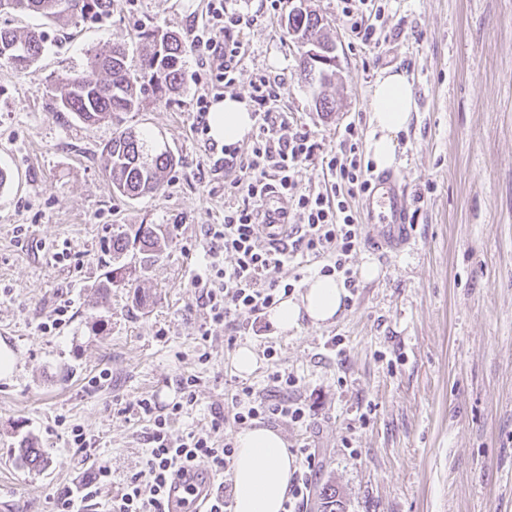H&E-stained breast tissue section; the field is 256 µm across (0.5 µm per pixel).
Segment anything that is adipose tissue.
<instances>
[{"label": "adipose tissue", "mask_w": 512, "mask_h": 512, "mask_svg": "<svg viewBox=\"0 0 512 512\" xmlns=\"http://www.w3.org/2000/svg\"><path fill=\"white\" fill-rule=\"evenodd\" d=\"M371 133L367 151L376 169L396 164L397 134L406 129L416 109L412 88L402 73L385 72L374 85L371 98ZM254 119L245 101L227 96L213 103L208 114V134L218 144L244 139ZM346 292L331 276L310 281L299 296L281 300L268 311L280 333L332 321L343 309ZM232 464L234 512H282L288 496L295 460L275 430L254 426L236 434Z\"/></svg>", "instance_id": "ef3b65f1"}]
</instances>
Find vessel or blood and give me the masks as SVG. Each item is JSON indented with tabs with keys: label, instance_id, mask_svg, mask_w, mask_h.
Wrapping results in <instances>:
<instances>
[{
	"label": "vessel or blood",
	"instance_id": "vessel-or-blood-1",
	"mask_svg": "<svg viewBox=\"0 0 512 512\" xmlns=\"http://www.w3.org/2000/svg\"><path fill=\"white\" fill-rule=\"evenodd\" d=\"M366 222L376 231L380 249L394 250L407 243L413 231L407 200L396 176L374 177L362 202Z\"/></svg>",
	"mask_w": 512,
	"mask_h": 512
}]
</instances>
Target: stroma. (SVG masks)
Masks as SVG:
<instances>
[{
	"label": "stroma",
	"instance_id": "35a3bbf8",
	"mask_svg": "<svg viewBox=\"0 0 512 512\" xmlns=\"http://www.w3.org/2000/svg\"><path fill=\"white\" fill-rule=\"evenodd\" d=\"M237 6L258 21L226 92L246 100L254 73L277 78L288 133L334 148L352 122L368 138L376 80L388 69L407 75L417 109L397 136L395 170L415 245L385 255L361 245L353 269L370 262L378 275L358 279L330 324L287 334L246 324L231 344L217 325L201 340L206 314L191 281L208 261V226L224 220L231 175L216 170L219 152L195 131L197 56L184 57L179 95L92 126L54 112L48 78L81 69L92 47L126 45L137 64L141 27L188 34L204 21L207 0H119L111 19L71 33L36 14L14 18L46 31L50 44L25 71L0 66V169L9 175L0 189V344L20 359L0 379V512H55L66 490L105 466L111 475L97 499L81 506L104 512L142 466L149 423L136 400L178 401V380L197 375L196 401L172 431L208 429L238 378L232 359L241 345L259 358L247 384L267 391L268 373L284 370L299 380L295 399L312 408L311 425L270 424L310 483L304 512H320L328 483L345 512H512V0H369L364 11L380 37L372 52L356 43L336 0H303L336 45L328 114L317 111L287 33L291 0L276 12L265 0ZM129 126L175 158L160 194L121 197L105 176L102 147ZM116 224L164 233L151 266L123 259L146 307L120 288L109 306L96 303ZM65 248L70 260L54 261ZM63 303L70 321L41 333ZM335 336L338 352L329 346ZM74 425L87 447L70 443ZM24 440L43 448L45 470L16 462Z\"/></svg>",
	"mask_w": 512,
	"mask_h": 512
}]
</instances>
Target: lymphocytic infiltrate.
Here are the masks:
<instances>
[{
  "label": "lymphocytic infiltrate",
  "mask_w": 512,
  "mask_h": 512,
  "mask_svg": "<svg viewBox=\"0 0 512 512\" xmlns=\"http://www.w3.org/2000/svg\"><path fill=\"white\" fill-rule=\"evenodd\" d=\"M246 23L228 0H209L207 23L191 30V48L207 68L208 92L230 86L239 78L245 53L240 33ZM250 84L259 133L247 155H240L231 144L221 148L225 166L239 169L240 175L224 187L228 198L224 221L209 229L210 263L204 274L192 280L206 311L200 330L204 339L209 338L214 325L232 330L244 317L260 321L268 308L293 291L282 270L296 256L329 257L321 275L337 276L348 288L355 287L357 281L351 259L361 245L362 226L349 201L367 192L372 170L360 153L356 125L348 124L338 147L330 150L309 133L286 135L288 115L274 110L278 93L269 78L258 74ZM315 159L335 177L334 196L298 189L294 178L297 167ZM274 197L292 202L299 215L298 224L281 238L264 235L261 227L262 208ZM227 255L232 258L228 264L223 261ZM269 379L277 398L238 383L231 396L230 414L215 413L208 430L180 436L172 433L171 424L194 404L198 376L189 374L180 379L183 399L169 409H161L151 396L136 400L137 413L150 421L148 447L142 469L126 479L108 512H169V485L177 477L192 481V471L202 459L215 474L223 477L229 473L235 447L224 432L226 420L241 427L272 419L306 422L309 411L293 398L297 378L275 370Z\"/></svg>",
  "instance_id": "obj_1"
}]
</instances>
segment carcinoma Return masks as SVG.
Here are the masks:
<instances>
[{"label":"carcinoma","mask_w":512,"mask_h":512,"mask_svg":"<svg viewBox=\"0 0 512 512\" xmlns=\"http://www.w3.org/2000/svg\"><path fill=\"white\" fill-rule=\"evenodd\" d=\"M115 0H0V16L36 13L61 25L74 28L88 21L112 16ZM288 34L294 40L322 42L321 19L314 13L290 12ZM144 44L140 68L131 70L125 46L114 44L105 51L90 50L81 71L63 69L50 78L55 91L56 112H69L87 125L112 119L116 112H137L146 99L168 100L184 86V56L186 38L178 33L147 26L139 33ZM47 47L43 31L21 30L0 25V63L19 72L38 61ZM300 66L311 82L323 87L336 76L335 66L309 60L300 53ZM105 174L113 191L129 199L157 194L163 186L164 175L175 164L167 149L147 145L143 135L124 128L112 134L102 149ZM161 233L158 224L126 225L112 228V268L103 273L97 292L104 301L117 287L133 290L134 299L141 303L140 288L125 279L121 260L127 254L138 257L147 266L161 252ZM16 460L31 471L47 466L45 452L35 443L25 441L17 448ZM322 512H344V503L336 487L328 484L320 492Z\"/></svg>","instance_id":"1"}]
</instances>
